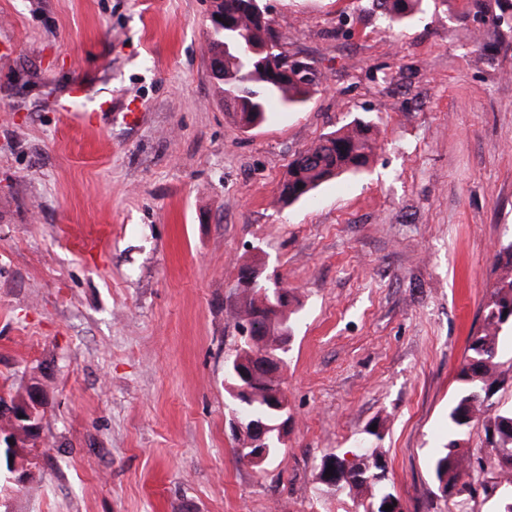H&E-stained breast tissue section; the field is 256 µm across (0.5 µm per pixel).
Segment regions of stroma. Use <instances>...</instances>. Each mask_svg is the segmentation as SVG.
Instances as JSON below:
<instances>
[{
	"mask_svg": "<svg viewBox=\"0 0 512 512\" xmlns=\"http://www.w3.org/2000/svg\"><path fill=\"white\" fill-rule=\"evenodd\" d=\"M263 2L318 79L245 130L209 0H0V395L46 408L8 512H354L319 467L376 423L406 512H455L430 460L512 277V10L479 26L425 0L400 26L371 0ZM356 119L367 168L277 205L295 155ZM249 263L296 298L262 470L227 409Z\"/></svg>",
	"mask_w": 512,
	"mask_h": 512,
	"instance_id": "35a3bbf8",
	"label": "stroma"
}]
</instances>
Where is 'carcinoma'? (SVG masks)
<instances>
[{
  "label": "carcinoma",
  "instance_id": "cac0c4a2",
  "mask_svg": "<svg viewBox=\"0 0 512 512\" xmlns=\"http://www.w3.org/2000/svg\"><path fill=\"white\" fill-rule=\"evenodd\" d=\"M209 20L224 17L221 27L210 24L209 60L222 63L221 73L214 76L224 93V109L232 113L244 129L266 123L275 108H295L307 101L317 73L312 64L290 59L288 53L276 49L280 39L268 18L261 0H209ZM422 0H373V6L390 20L409 21L421 12ZM475 13L488 23L509 6L508 0H470ZM273 46V53L266 48ZM375 148L372 127L363 121L322 136L317 143L299 153L288 165V174L281 183L276 202L287 205L316 189L323 182L346 172L365 168ZM240 318L249 317L258 325L261 335L272 343L292 330L288 304L276 300L272 290L259 285L241 292ZM512 329V278L493 292L486 305L483 327L470 337L467 355L459 372L462 388L448 409V442L431 458V471L438 488L450 493L465 480H477L476 468L469 451L462 446V434L470 425L483 420L486 437L494 438V447L506 452L494 457L499 470V484L507 496L500 498L499 512H512V406L489 414L493 402L486 393H496L512 372V363L500 361L502 340ZM286 399L283 377L268 378L258 370L254 394L245 402L228 403L246 419H260L276 429L279 412L273 408L276 395ZM362 439L359 462L346 467L338 458L339 468L334 486L320 484V496L334 498L347 495L358 512H404L399 497L388 483L387 474L370 468L381 457L377 443L383 430L366 429ZM252 448H237V459L262 469L274 462L282 452V443L272 435L266 458L252 463Z\"/></svg>",
  "mask_w": 512,
  "mask_h": 512
}]
</instances>
